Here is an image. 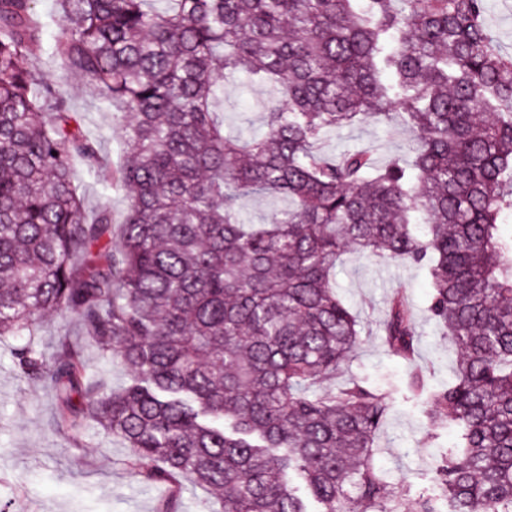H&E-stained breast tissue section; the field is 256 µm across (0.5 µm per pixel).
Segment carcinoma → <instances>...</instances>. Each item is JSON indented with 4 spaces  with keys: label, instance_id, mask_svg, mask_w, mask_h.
I'll return each instance as SVG.
<instances>
[{
    "label": "carcinoma",
    "instance_id": "obj_1",
    "mask_svg": "<svg viewBox=\"0 0 512 512\" xmlns=\"http://www.w3.org/2000/svg\"><path fill=\"white\" fill-rule=\"evenodd\" d=\"M36 0H0V337L48 382L62 424L121 438L151 482L188 477L224 512H512V54L488 0H56L52 57L117 114L114 168L43 52ZM263 84L267 132H224V84ZM401 120L409 152L330 155L327 134ZM80 158L130 190L89 213ZM284 202L255 224L240 197ZM355 251L423 268L453 376L408 381L457 435L439 494L407 501L378 465L387 393L337 378L363 322L333 271ZM55 313L129 372L118 391L78 344L31 331ZM383 343L413 359L399 291ZM298 478L303 488L293 485Z\"/></svg>",
    "mask_w": 512,
    "mask_h": 512
}]
</instances>
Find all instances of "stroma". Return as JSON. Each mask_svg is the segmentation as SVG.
Wrapping results in <instances>:
<instances>
[{
    "label": "stroma",
    "mask_w": 512,
    "mask_h": 512,
    "mask_svg": "<svg viewBox=\"0 0 512 512\" xmlns=\"http://www.w3.org/2000/svg\"><path fill=\"white\" fill-rule=\"evenodd\" d=\"M36 9L43 23L38 67L57 81L84 133L104 146L113 163H120L124 147L121 127L110 112L87 97L84 81L65 73L51 56L59 32L54 0H37ZM224 124L246 135L264 131L256 95L245 80L224 85ZM409 139V130L402 123L388 127L364 124L330 133L325 146L333 153L370 147L384 162L402 153ZM73 177L85 194L88 210L108 206L113 224L123 223L128 205L123 187L103 181L94 169L79 162L74 165ZM336 285L346 304L361 316L368 334L348 372L389 391L392 412L380 434L378 455L387 481L391 488L407 490L414 497L437 494L435 468L456 436L445 429L434 430L406 389V364L379 340L388 299L394 291H401L418 320L417 362L430 366L431 386L447 385L455 354L427 318V274L415 265L349 253L336 269ZM62 336L81 342L91 374L105 378L115 389L126 384L128 373L123 366L105 361L86 343L76 323L49 315L36 340L50 347ZM22 343L19 337L0 338V512H156L169 493L168 486L142 478L130 467L124 442L95 422L63 428L50 383L29 381L16 368L13 351Z\"/></svg>",
    "instance_id": "stroma-1"
}]
</instances>
